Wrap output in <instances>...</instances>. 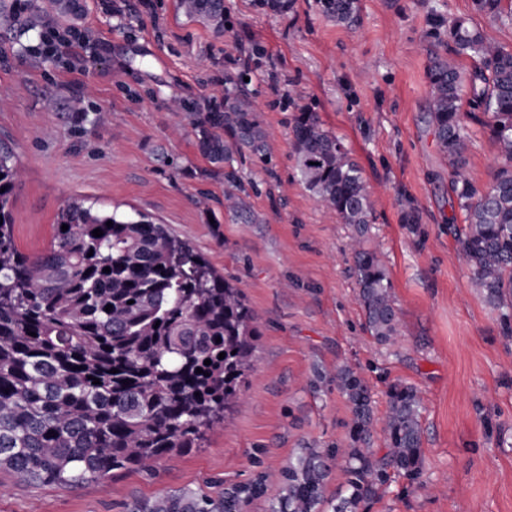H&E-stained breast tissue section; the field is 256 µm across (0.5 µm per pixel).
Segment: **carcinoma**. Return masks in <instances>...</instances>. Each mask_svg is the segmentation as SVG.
Masks as SVG:
<instances>
[{"label": "carcinoma", "mask_w": 512, "mask_h": 512, "mask_svg": "<svg viewBox=\"0 0 512 512\" xmlns=\"http://www.w3.org/2000/svg\"><path fill=\"white\" fill-rule=\"evenodd\" d=\"M504 2L472 0L475 11L512 21V5ZM316 3L340 23L358 18L357 0ZM257 4L282 16L295 11L296 0ZM177 6L217 35L231 29L224 0H177ZM44 11L77 21L83 9L80 0H45ZM39 23L24 0H0L1 31L19 39ZM429 35L445 50L428 65V116L465 214L461 256L477 289L499 312L504 333L512 335V50L487 42L462 16L431 14ZM239 52L232 67L213 75L217 90L210 98L172 104L187 114L200 153L224 166L225 211L243 217L250 209L237 158L247 150L263 161L270 156L256 99L244 81L259 68L263 50L241 44ZM463 56L473 61L466 77L457 64ZM464 99L487 116L499 144L492 179L484 186L463 173ZM292 150L314 200L354 230L356 299L367 330L381 343H395L391 282L377 252L365 246L373 201L360 167L307 106L296 107ZM21 176L12 148L0 137V468L28 483L67 488L200 447L205 432L238 402L240 383L252 366L259 332L243 292L164 225L80 201L57 214L43 251H21L11 211ZM97 228L100 237L92 235ZM106 267L110 272H103ZM207 359L211 364H204ZM311 387H334L345 398L352 414L348 441L297 449L277 477L279 492L266 512H364L394 476L423 487V398L415 387L390 384L381 420L355 366L320 371ZM376 426L384 436L381 456L373 448ZM335 460L345 481L329 499ZM269 482L270 474L260 472L217 496L182 488L154 500L135 499L126 512H244L265 495Z\"/></svg>", "instance_id": "cac0c4a2"}]
</instances>
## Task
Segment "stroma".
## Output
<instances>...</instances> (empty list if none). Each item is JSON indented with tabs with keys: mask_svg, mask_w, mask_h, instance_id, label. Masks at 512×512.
Here are the masks:
<instances>
[{
	"mask_svg": "<svg viewBox=\"0 0 512 512\" xmlns=\"http://www.w3.org/2000/svg\"><path fill=\"white\" fill-rule=\"evenodd\" d=\"M76 55L32 54L0 39V133L23 178L12 201L14 237L35 254L61 208L141 213L188 240L242 289L256 314V357L232 416L200 447L142 469L71 488L36 486L0 470V512H124L135 498L189 487L215 495L258 472H279L295 449L347 441L349 406L312 390L315 369L357 366L384 416L401 381L424 397L422 479H393L366 512H512V337L459 258L464 214L451 168L427 122V68L437 45L432 12L465 16L512 50V23L474 11L472 0H358L359 21L327 19L315 0L265 14L256 0H224L231 32L216 36L153 0L152 14L117 15L86 0ZM265 51L250 87L271 159L238 167L257 221L224 209V179L209 175L171 98L208 96L215 67L236 58L234 33ZM318 113L343 139L374 201L377 248L398 311L395 344L364 327L346 242L350 226L320 207L291 149L295 106ZM466 177L485 185L499 145L483 115L466 120ZM417 223H406L408 211Z\"/></svg>",
	"mask_w": 512,
	"mask_h": 512,
	"instance_id": "stroma-1",
	"label": "stroma"
}]
</instances>
